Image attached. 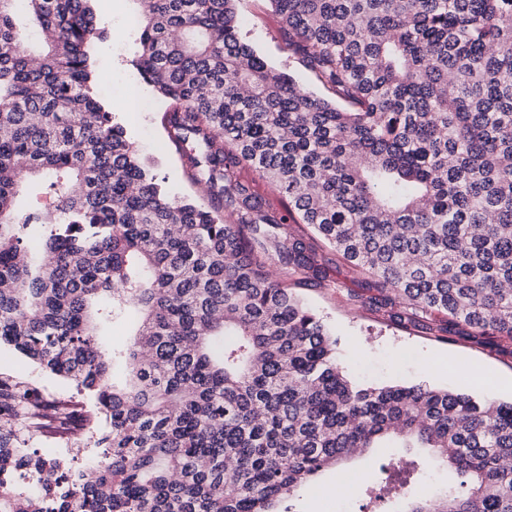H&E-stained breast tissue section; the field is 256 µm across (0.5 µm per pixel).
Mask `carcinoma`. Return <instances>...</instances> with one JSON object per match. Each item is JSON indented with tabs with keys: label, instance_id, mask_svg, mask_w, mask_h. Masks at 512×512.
Returning a JSON list of instances; mask_svg holds the SVG:
<instances>
[{
	"label": "carcinoma",
	"instance_id": "carcinoma-1",
	"mask_svg": "<svg viewBox=\"0 0 512 512\" xmlns=\"http://www.w3.org/2000/svg\"><path fill=\"white\" fill-rule=\"evenodd\" d=\"M95 0H0V342L95 400L96 466L32 467L54 506L0 481V512H292L373 448L349 489L404 512H512V401L361 387L293 291L321 275L306 224L390 287L397 318L512 343V0H266L277 72L239 0H149L132 60L208 203L175 196L94 91ZM288 198L270 210L242 164ZM46 210L21 212L25 180ZM137 317L107 358L98 325ZM0 435V473L13 459ZM457 481L432 490L424 474ZM243 33L247 39L279 70L288 72L289 60L281 17L261 0H240ZM248 18L245 21L244 18ZM405 455L406 448H377L376 457L378 462L369 461L368 455L352 458L342 467L336 470L331 468L323 471L309 484L299 490L293 499L294 512H327L325 493L330 492V508L336 512V499L340 496L336 494V490L332 491L338 483L341 474L345 472H362L366 475L365 480H371L374 475V469L378 468L380 462L386 461L391 455ZM364 480V481H365Z\"/></svg>",
	"mask_w": 512,
	"mask_h": 512
}]
</instances>
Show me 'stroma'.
<instances>
[{
    "label": "stroma",
    "instance_id": "1",
    "mask_svg": "<svg viewBox=\"0 0 512 512\" xmlns=\"http://www.w3.org/2000/svg\"><path fill=\"white\" fill-rule=\"evenodd\" d=\"M240 10L245 19L243 32L251 44L276 69H288L280 16L265 0H241ZM133 13L132 0H97L98 22L107 36L93 45L94 72L97 81L110 78L119 87L148 96L151 87L144 84L132 65L136 35L126 28L125 19ZM105 103L126 124L131 140L157 159L158 170L166 177L172 194H197L180 155L163 152L159 146L166 137L161 121L166 105L162 100H155L153 108L146 112L133 111L128 102L116 96L106 98ZM323 255L325 286L303 288L299 294L335 333L336 360L353 383L367 387L426 382L479 394L483 387L476 384L475 375L481 372L498 398L512 400V389L506 386L507 380L512 379V349L480 344L465 335L440 340L398 325L369 306V298L379 294L371 280L356 273L331 250H324ZM1 371L33 378L44 385L47 394L76 395L85 404L93 402L88 394L79 393L73 382L42 369L7 344L0 345ZM391 455V449L380 448L376 461L362 456L347 461L342 469L323 471L296 493L293 512H325V495L336 487L341 472L357 471L373 477L377 462L386 461Z\"/></svg>",
    "mask_w": 512,
    "mask_h": 512
}]
</instances>
